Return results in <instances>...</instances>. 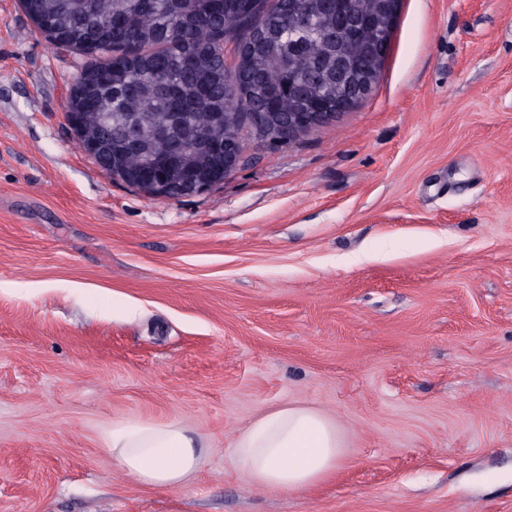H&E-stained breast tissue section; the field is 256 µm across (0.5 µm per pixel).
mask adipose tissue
I'll return each instance as SVG.
<instances>
[{"instance_id": "1", "label": "adipose tissue", "mask_w": 512, "mask_h": 512, "mask_svg": "<svg viewBox=\"0 0 512 512\" xmlns=\"http://www.w3.org/2000/svg\"><path fill=\"white\" fill-rule=\"evenodd\" d=\"M201 437L175 423L116 424L107 443L113 460L152 488L181 485L201 466ZM343 437L321 411L287 405L265 413L240 432L234 457L258 485L300 491L330 479L342 461Z\"/></svg>"}]
</instances>
